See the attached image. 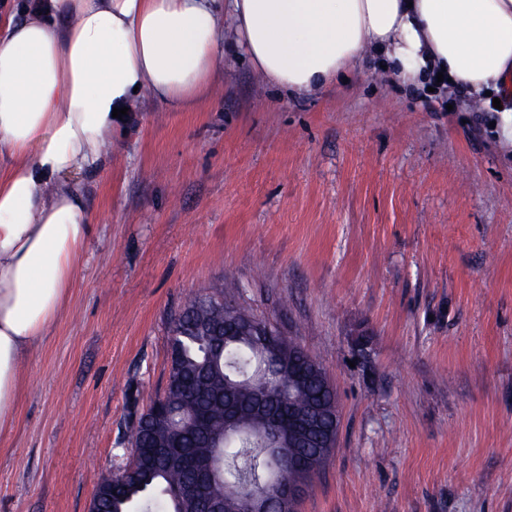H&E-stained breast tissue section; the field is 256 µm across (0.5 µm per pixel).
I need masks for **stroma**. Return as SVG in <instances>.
<instances>
[{
	"label": "stroma",
	"instance_id": "obj_1",
	"mask_svg": "<svg viewBox=\"0 0 512 512\" xmlns=\"http://www.w3.org/2000/svg\"><path fill=\"white\" fill-rule=\"evenodd\" d=\"M483 106L371 55L291 96L229 31L194 111L142 96L84 180L94 234L0 434V512H88L172 318L222 283L337 390L297 512H512V115Z\"/></svg>",
	"mask_w": 512,
	"mask_h": 512
}]
</instances>
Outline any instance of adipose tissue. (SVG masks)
I'll use <instances>...</instances> for the list:
<instances>
[{"mask_svg":"<svg viewBox=\"0 0 512 512\" xmlns=\"http://www.w3.org/2000/svg\"><path fill=\"white\" fill-rule=\"evenodd\" d=\"M230 18L252 68L310 96L366 52L415 84L512 88V0H31L0 14V430L93 235L82 177L107 163L112 111L195 106Z\"/></svg>","mask_w":512,"mask_h":512,"instance_id":"1","label":"adipose tissue"}]
</instances>
